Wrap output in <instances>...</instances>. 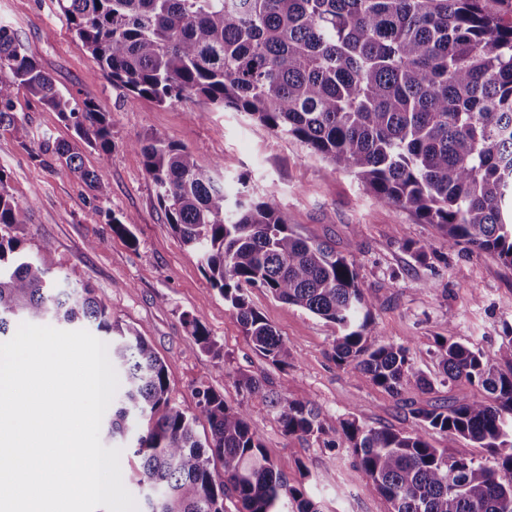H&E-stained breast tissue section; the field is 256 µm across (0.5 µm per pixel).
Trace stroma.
<instances>
[{
  "instance_id": "1",
  "label": "stroma",
  "mask_w": 512,
  "mask_h": 512,
  "mask_svg": "<svg viewBox=\"0 0 512 512\" xmlns=\"http://www.w3.org/2000/svg\"><path fill=\"white\" fill-rule=\"evenodd\" d=\"M0 20L64 94L98 104L111 122L112 152L104 161L57 112L26 93L15 97L13 111L28 135L21 139L0 127V168L15 201L27 210L19 234L28 254L50 242L56 274L94 288L113 322L146 337L167 367L171 401L183 411H195L199 388L223 394L230 406H244L266 455L289 478L301 480L321 512H389L386 500L368 490L346 447H336L335 465L326 466L322 439L286 435L276 413L243 396L236 380L246 375L276 390L287 388L291 399L313 403L331 425L355 416L397 431L416 429L411 408L458 395L488 400L479 385L442 384L436 340L451 332L477 347L498 346L512 327V266L494 252L448 249L436 225L376 203L354 177L329 172L299 143L242 113L201 98L160 105L113 86L74 37L56 0H0ZM154 135L195 151L203 166L221 164L228 184L246 180L254 196L271 199L287 214L297 233L354 257L376 331L386 341L408 345L415 367L434 381L433 391L410 387L394 396L337 367L330 356L332 326L251 288L249 302L286 342L292 364L281 370L256 353L157 201L138 148ZM57 140L76 143L84 167L103 172L107 198H98L46 152V143ZM129 216L135 219L132 237L113 233V219ZM423 241L434 251L420 261L407 246ZM188 314L206 326L220 355L192 350Z\"/></svg>"
}]
</instances>
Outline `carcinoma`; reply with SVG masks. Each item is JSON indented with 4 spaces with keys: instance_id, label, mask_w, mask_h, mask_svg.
I'll return each mask as SVG.
<instances>
[{
    "instance_id": "obj_1",
    "label": "carcinoma",
    "mask_w": 512,
    "mask_h": 512,
    "mask_svg": "<svg viewBox=\"0 0 512 512\" xmlns=\"http://www.w3.org/2000/svg\"><path fill=\"white\" fill-rule=\"evenodd\" d=\"M69 27L112 84L159 104L202 97L242 112L298 141L333 172L359 180L382 205L396 206L462 244L494 251L512 266V0H57ZM0 126L17 125L13 99L25 91L70 122L90 147L112 151L108 113L72 103L53 77L0 22ZM168 224L196 253L211 285L253 348L284 370L288 347L249 303L262 288L335 329L336 365L397 395L425 393L434 381L416 369L409 347L375 331L354 258L293 230L272 201L241 187L167 137L139 143ZM61 166L99 196L103 174L83 167L70 144L49 147ZM25 208L0 169V336L14 320L88 325L112 337L108 356L126 384L104 423L112 438L141 420L134 454L139 482L156 490L145 512H320L302 485L263 452L246 408L208 388L196 411L171 403L167 368L133 327L112 322L92 289L55 282L13 234ZM195 345L220 354L202 322L185 316ZM436 357L450 384L477 383L491 402L455 397L412 408V432L372 427L357 417L327 426L308 402L258 379L236 384L267 401L289 436H340L370 491L391 512H512V329L484 350L451 336ZM208 430L199 434L198 427ZM486 448L477 463L432 446L422 430ZM235 505L230 510L226 501Z\"/></svg>"
}]
</instances>
